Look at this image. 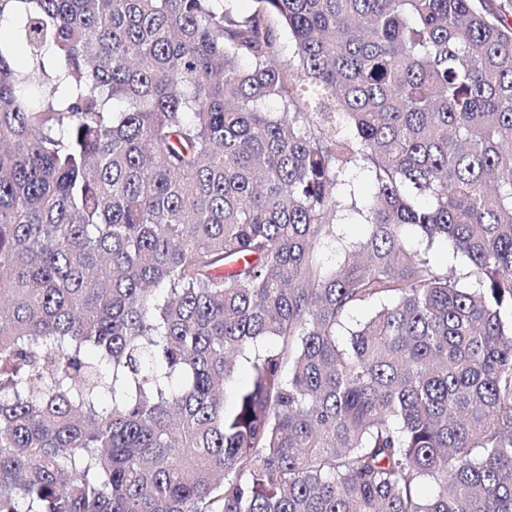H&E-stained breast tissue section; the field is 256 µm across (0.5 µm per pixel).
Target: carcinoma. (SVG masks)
Wrapping results in <instances>:
<instances>
[{
	"label": "carcinoma",
	"mask_w": 512,
	"mask_h": 512,
	"mask_svg": "<svg viewBox=\"0 0 512 512\" xmlns=\"http://www.w3.org/2000/svg\"><path fill=\"white\" fill-rule=\"evenodd\" d=\"M235 2L0 0V512H512V0ZM341 179L346 183L344 190H351L355 194V199L358 207H363L371 192V181L369 173L359 166H351L346 168L342 174Z\"/></svg>",
	"instance_id": "obj_1"
}]
</instances>
